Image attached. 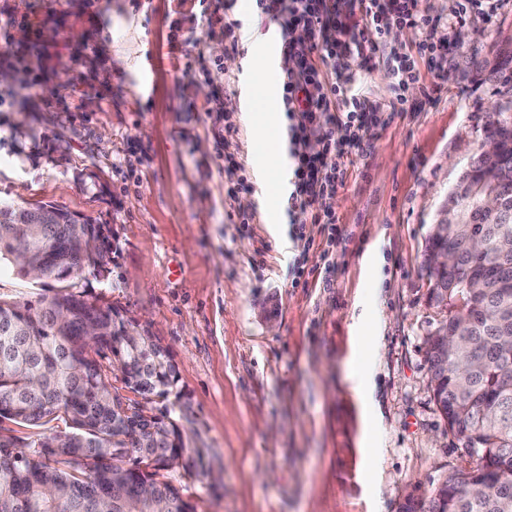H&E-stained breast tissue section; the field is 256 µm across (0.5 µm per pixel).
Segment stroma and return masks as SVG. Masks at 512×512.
<instances>
[{"label":"stroma","mask_w":512,"mask_h":512,"mask_svg":"<svg viewBox=\"0 0 512 512\" xmlns=\"http://www.w3.org/2000/svg\"><path fill=\"white\" fill-rule=\"evenodd\" d=\"M246 0H0V199L52 202L112 228L110 281L79 289L119 307L169 348L187 395L186 436L204 472L177 469L196 512H404L431 498L470 456L426 385L423 344L437 318L423 254L450 189L485 139V114L511 87L491 61L512 50V0L455 18L453 0H420L446 40V64L418 63L434 100L376 128L350 152L345 186L326 202L346 236L327 249L309 212L271 215L251 118L262 100L226 51L222 20ZM63 62L26 70L34 45ZM356 87L386 105L385 56L354 67ZM43 86L34 97L33 83ZM232 136H225V125ZM251 182L234 189L224 143ZM250 223H241V216ZM383 259V277L363 256ZM325 268L294 286V263ZM366 314L377 329L380 481L366 483L364 420L345 371Z\"/></svg>","instance_id":"obj_1"}]
</instances>
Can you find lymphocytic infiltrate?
<instances>
[{"instance_id": "1", "label": "lymphocytic infiltrate", "mask_w": 512, "mask_h": 512, "mask_svg": "<svg viewBox=\"0 0 512 512\" xmlns=\"http://www.w3.org/2000/svg\"><path fill=\"white\" fill-rule=\"evenodd\" d=\"M262 16L277 22L286 44L283 69L284 109L288 117V181L290 209L312 210L329 242L342 231L336 216L323 202L345 184V156L350 151L369 153L371 131L387 126L406 111V90L418 83L417 61L438 70L444 60L435 20L417 8L418 0H360L361 16L347 23L336 12V0H257ZM418 28L422 39L415 55L391 53L395 82L387 109L368 104L358 93L348 70L355 60H367L385 47L391 26ZM308 30L313 42L294 39L296 29ZM372 39H364V32ZM331 68L325 79L323 68ZM321 140V149L310 152L309 137Z\"/></svg>"}]
</instances>
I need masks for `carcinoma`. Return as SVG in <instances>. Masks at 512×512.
<instances>
[{
    "mask_svg": "<svg viewBox=\"0 0 512 512\" xmlns=\"http://www.w3.org/2000/svg\"><path fill=\"white\" fill-rule=\"evenodd\" d=\"M485 132L506 137L491 177L479 154L450 191L463 218L487 188L508 208L486 213L480 223L490 239L512 229V99L486 113ZM40 223H30L32 212ZM83 223H76V219ZM112 228L56 204L0 200V273L43 284H59L53 296L36 302L0 298V423L42 427L62 417L68 433H40L29 442L0 431V512H195L171 474L179 461L204 471L203 449L184 438L185 415L156 404L174 396L178 372L167 348L112 305H100L76 289L85 274L112 273ZM491 254L468 260L480 292L472 305L488 312L461 342L483 346L487 360L459 374L464 350L448 352V427L477 456L472 471L440 488L443 512H512V386L496 388L495 373L512 372V292L508 275L487 269ZM448 310L458 316L460 293L446 277ZM123 371L122 388L109 377L111 364ZM129 392L123 395L120 390Z\"/></svg>",
    "mask_w": 512,
    "mask_h": 512,
    "instance_id": "obj_1",
    "label": "carcinoma"
}]
</instances>
